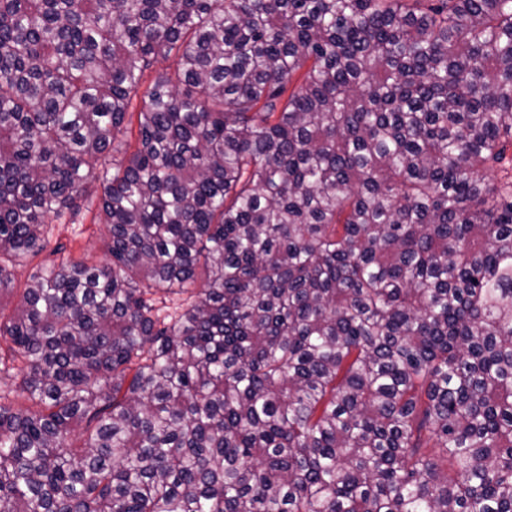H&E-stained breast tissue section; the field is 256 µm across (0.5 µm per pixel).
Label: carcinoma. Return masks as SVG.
Here are the masks:
<instances>
[{
    "instance_id": "cac0c4a2",
    "label": "carcinoma",
    "mask_w": 512,
    "mask_h": 512,
    "mask_svg": "<svg viewBox=\"0 0 512 512\" xmlns=\"http://www.w3.org/2000/svg\"><path fill=\"white\" fill-rule=\"evenodd\" d=\"M13 293L0 512H512V0H0ZM92 212L83 207L79 215L72 218L66 213L61 220L55 221L53 237L47 248L37 257L15 268V278L23 286L38 265L50 264L60 254L53 253L57 246L64 248L65 255L85 256L91 262L100 263L106 257L103 239L104 225L97 224ZM74 220V224H72Z\"/></svg>"
}]
</instances>
